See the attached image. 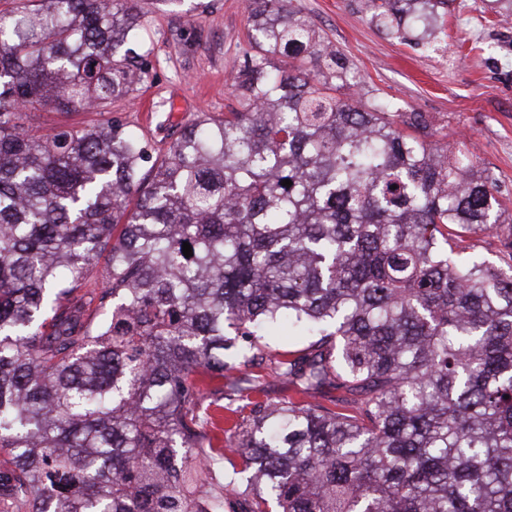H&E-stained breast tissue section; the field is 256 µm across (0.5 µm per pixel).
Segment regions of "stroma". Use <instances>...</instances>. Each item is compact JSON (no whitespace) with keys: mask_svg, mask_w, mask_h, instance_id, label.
Returning a JSON list of instances; mask_svg holds the SVG:
<instances>
[{"mask_svg":"<svg viewBox=\"0 0 512 512\" xmlns=\"http://www.w3.org/2000/svg\"><path fill=\"white\" fill-rule=\"evenodd\" d=\"M351 65L354 96L385 97L422 113L429 131L465 144L496 182L501 220L512 225V16L499 0H449L428 29L386 33L369 0H293ZM150 74L134 97L102 112L29 111L36 129L122 121L166 150L198 115L238 106L234 74L250 51L246 0H181L145 16Z\"/></svg>","mask_w":512,"mask_h":512,"instance_id":"stroma-1","label":"stroma"}]
</instances>
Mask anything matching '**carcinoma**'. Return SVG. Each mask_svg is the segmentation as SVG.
I'll list each match as a JSON object with an SVG mask.
<instances>
[{"instance_id":"obj_1","label":"carcinoma","mask_w":512,"mask_h":512,"mask_svg":"<svg viewBox=\"0 0 512 512\" xmlns=\"http://www.w3.org/2000/svg\"><path fill=\"white\" fill-rule=\"evenodd\" d=\"M178 2L0 10V498L512 512V240L502 265L461 259L497 228L495 179L421 113L345 94L349 62L292 0H247L239 108L153 160L116 120L26 125L137 91L142 4ZM371 2L391 34L447 4ZM275 325L312 341L272 351ZM261 365L292 395L258 399ZM331 391L355 412L309 401Z\"/></svg>"}]
</instances>
